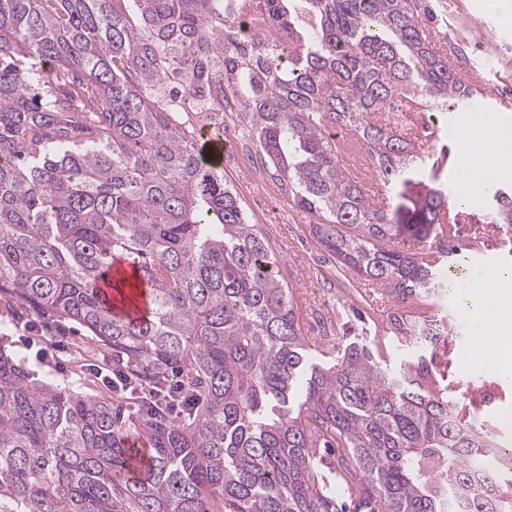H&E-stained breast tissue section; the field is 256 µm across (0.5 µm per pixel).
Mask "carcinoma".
<instances>
[{
	"label": "carcinoma",
	"instance_id": "cac0c4a2",
	"mask_svg": "<svg viewBox=\"0 0 512 512\" xmlns=\"http://www.w3.org/2000/svg\"><path fill=\"white\" fill-rule=\"evenodd\" d=\"M422 0H0V300L112 349V401L36 379L0 347V512H512L506 413L438 370L449 281L404 247L445 241L449 155L397 130L475 89ZM260 35L237 45L242 19ZM252 113L271 176L350 274L420 339L331 347L306 336L270 238L167 98ZM365 148L388 202L346 171L329 130ZM512 224V189L489 194ZM131 256L129 278L97 282ZM150 288L152 311L120 316ZM492 419L473 425V419ZM137 432L150 463L132 471Z\"/></svg>",
	"mask_w": 512,
	"mask_h": 512
}]
</instances>
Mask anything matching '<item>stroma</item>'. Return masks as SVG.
<instances>
[{
    "label": "stroma",
    "mask_w": 512,
    "mask_h": 512,
    "mask_svg": "<svg viewBox=\"0 0 512 512\" xmlns=\"http://www.w3.org/2000/svg\"><path fill=\"white\" fill-rule=\"evenodd\" d=\"M430 5L437 13L435 29L448 37L449 66L459 77L487 82L485 108L495 109L499 96L512 97V20L483 10L481 0H430ZM218 118L224 126V178L242 198L249 223L260 225L279 251L299 298L305 334L313 339L391 335L390 325L371 310L370 284L337 268L314 239L308 217L268 173L250 137L251 113L226 111ZM0 341L38 379L91 394L105 391L90 367L111 364V350L67 321L0 302Z\"/></svg>",
    "instance_id": "stroma-1"
}]
</instances>
